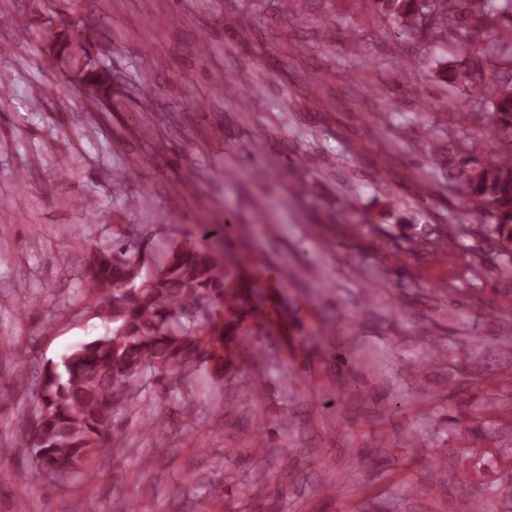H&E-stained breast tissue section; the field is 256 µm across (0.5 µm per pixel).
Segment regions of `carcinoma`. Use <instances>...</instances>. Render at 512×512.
Returning a JSON list of instances; mask_svg holds the SVG:
<instances>
[{
	"instance_id": "obj_1",
	"label": "carcinoma",
	"mask_w": 512,
	"mask_h": 512,
	"mask_svg": "<svg viewBox=\"0 0 512 512\" xmlns=\"http://www.w3.org/2000/svg\"><path fill=\"white\" fill-rule=\"evenodd\" d=\"M370 10L393 24L399 34L423 30L434 42L445 41L459 22L476 15L469 55L443 61L432 76L466 88L488 112L490 125L455 144L459 156L448 169L456 198L484 218V238L511 265L512 275V0H368ZM91 26L60 30L57 55L82 74L92 104L112 102V72L87 63ZM481 141L497 147L474 155ZM230 215L214 228H200L197 244H174L147 269L137 250L124 243L104 244L87 238L81 276L86 294L115 324L107 334L76 346L59 362L46 364L35 398V417L18 421L17 436L33 441L40 455L37 478L57 486L75 481L92 458L119 454L125 448L116 411L141 406L138 380L150 373L160 383H179L193 375L202 360L218 368L232 365L245 344L240 329L245 307L226 286V259L207 244L212 236L231 235ZM249 492L278 507L283 495L262 470L255 471Z\"/></svg>"
}]
</instances>
